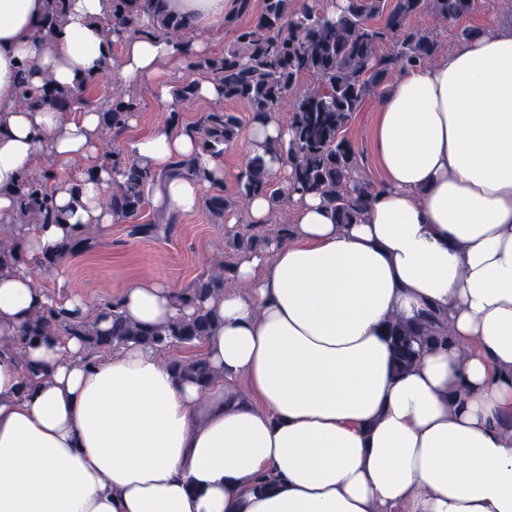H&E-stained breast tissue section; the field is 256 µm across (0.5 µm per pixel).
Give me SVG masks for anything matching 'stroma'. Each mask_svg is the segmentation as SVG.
Returning <instances> with one entry per match:
<instances>
[{
    "label": "stroma",
    "mask_w": 512,
    "mask_h": 512,
    "mask_svg": "<svg viewBox=\"0 0 512 512\" xmlns=\"http://www.w3.org/2000/svg\"><path fill=\"white\" fill-rule=\"evenodd\" d=\"M131 92L142 103L137 122L117 138L103 133L102 152L111 151L117 144L126 145L165 122L167 113L156 106L151 82L132 86ZM217 109L235 113L241 123L237 146L224 153V169L228 177L223 186L205 188L202 192L203 203L188 214H168L161 218L155 205H147L141 215L142 220L158 218L162 221V228L155 236H131L130 227L126 224H115L109 229L95 231L88 247L67 256L64 261L67 286L89 305L96 306L117 298L124 288L143 279L160 281L183 291L218 262L225 260L226 242L234 233L228 221L232 218L244 221L245 211L235 208L230 215L219 217L211 214L205 200L217 193L235 196L237 173L243 164L240 146L248 139L252 113L249 106L242 102L223 100L214 103L201 98L178 107L182 123L186 126L194 125L203 113ZM377 117V100L372 97L354 114L345 130L347 138L360 154L362 176L376 186L382 182L372 145Z\"/></svg>",
    "instance_id": "1"
}]
</instances>
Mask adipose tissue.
I'll return each instance as SVG.
<instances>
[{"label": "adipose tissue", "mask_w": 512, "mask_h": 512, "mask_svg": "<svg viewBox=\"0 0 512 512\" xmlns=\"http://www.w3.org/2000/svg\"><path fill=\"white\" fill-rule=\"evenodd\" d=\"M47 3L0 0V223L25 258L0 267V512H512V24L487 20L380 96L385 181L360 222L338 227L318 194H291L289 240L239 261L232 275L245 292L204 302L216 324L198 350L214 377L200 384L133 341L94 357L66 333L19 345L50 305L108 327L103 309L48 292L33 271L79 225L114 218L99 110H34L17 94L22 78L79 87L118 42L116 78L154 81L157 105L171 108L173 63L207 53L226 0H164L197 32L184 45L106 33L110 0H67L48 42L38 34ZM290 138L270 113L242 154H265L286 188L290 167L265 148ZM128 150L159 172L193 160L196 175L156 189L170 213L194 211L203 187L225 179L222 156L182 128L156 127ZM41 153L94 174L57 179L67 223L23 228L12 189ZM176 296L141 280L117 302L125 319L154 327L191 317ZM428 308L469 348L434 347L398 371L388 325ZM268 475L272 487L254 491Z\"/></svg>", "instance_id": "1"}]
</instances>
